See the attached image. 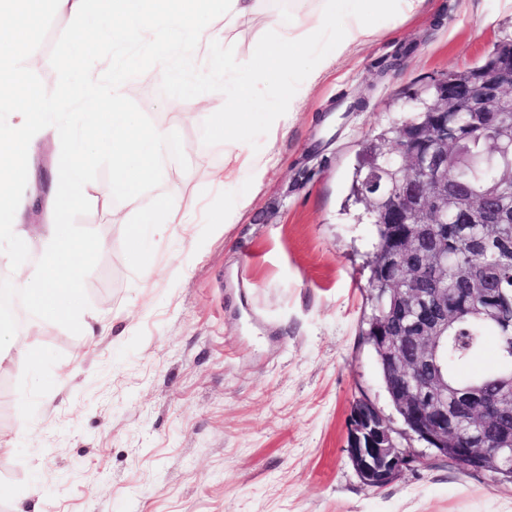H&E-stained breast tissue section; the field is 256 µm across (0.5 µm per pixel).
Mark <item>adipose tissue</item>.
<instances>
[{
    "label": "adipose tissue",
    "instance_id": "adipose-tissue-1",
    "mask_svg": "<svg viewBox=\"0 0 512 512\" xmlns=\"http://www.w3.org/2000/svg\"><path fill=\"white\" fill-rule=\"evenodd\" d=\"M34 0H0V245L25 249L38 255L35 265L14 269L24 284L26 300L44 320L75 315L79 305L80 268L99 249L98 243L79 238L63 220L65 208L81 201L79 187L87 162L108 155L114 166L112 192L123 200L113 209V223L122 225L128 246L142 248L144 225H155L164 233L166 224L178 223L168 215L167 203L150 214L138 209L141 187L158 175L156 161L173 141L172 127L142 128L123 106V91L140 63H147L168 81L176 96L199 99L198 82L183 79L171 67L175 55L191 56L214 47L218 35L204 22L205 15L220 9L225 22H246L256 0H49L58 14L71 18L75 31L64 66L73 73L62 88L61 98L79 95L87 104L88 119L81 138L68 129L49 130L48 118L56 102L45 99L37 86L16 65L24 50L34 12ZM419 0H326L316 14L299 12L281 40L255 43L251 63L240 67L232 52L215 59L219 71L232 70L236 80L224 98V109L215 113L219 132L231 134L240 167L253 181H263L276 163L273 152L251 153L241 135L243 127L261 123L274 133L287 134L288 120L298 112L309 88L338 58L352 47L368 42L375 34L370 15L377 5L401 13L413 11ZM344 35L334 38L335 25ZM146 47V60L131 57L114 64L107 83L90 78L88 70L99 58L104 35ZM300 71L301 81L289 83L273 106L254 99L256 86L278 78L283 71ZM53 133L66 165L51 173L48 193H41L38 171L28 149L37 136ZM44 208L50 221L31 224L27 218L35 208Z\"/></svg>",
    "mask_w": 512,
    "mask_h": 512
}]
</instances>
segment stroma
<instances>
[{
    "label": "stroma",
    "mask_w": 512,
    "mask_h": 512,
    "mask_svg": "<svg viewBox=\"0 0 512 512\" xmlns=\"http://www.w3.org/2000/svg\"><path fill=\"white\" fill-rule=\"evenodd\" d=\"M250 26L206 21L230 48L278 38L295 0H259ZM376 34L310 88L286 136L252 126V152H274L263 183L210 182L230 145L213 130L230 76L204 85L207 107L183 101L146 66L124 106L178 138L144 185L194 201L187 223L146 241L133 258L103 198L112 160L85 170L82 205L67 223L104 247L81 271L80 299L106 333L61 319L38 334L14 328L41 355L0 371V512H512V482L462 468L407 440L420 461L389 484L362 483L348 453L352 405L390 407L361 328L371 314L367 261L376 240L351 194L381 132L397 131L414 93L484 62L512 41V0H422L409 15L375 16ZM74 23L39 7L27 75L55 97ZM244 201L233 224L215 216ZM154 275L143 279L140 265Z\"/></svg>",
    "instance_id": "1"
}]
</instances>
